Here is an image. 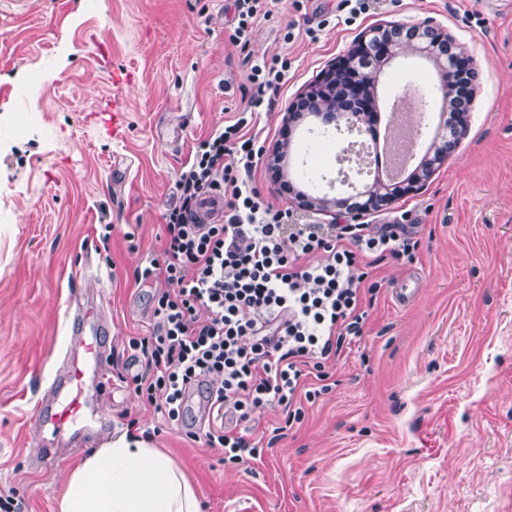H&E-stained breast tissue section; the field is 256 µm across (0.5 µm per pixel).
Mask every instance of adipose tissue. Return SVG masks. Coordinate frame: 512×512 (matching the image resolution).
<instances>
[{
    "label": "adipose tissue",
    "mask_w": 512,
    "mask_h": 512,
    "mask_svg": "<svg viewBox=\"0 0 512 512\" xmlns=\"http://www.w3.org/2000/svg\"><path fill=\"white\" fill-rule=\"evenodd\" d=\"M58 512H202L194 487L174 462L145 441L121 437L70 473Z\"/></svg>",
    "instance_id": "1"
}]
</instances>
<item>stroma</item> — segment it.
<instances>
[{"label": "stroma", "instance_id": "1", "mask_svg": "<svg viewBox=\"0 0 512 512\" xmlns=\"http://www.w3.org/2000/svg\"><path fill=\"white\" fill-rule=\"evenodd\" d=\"M246 49L233 0H0V487L19 512H57L73 466L124 435L150 431L193 484L203 512H512V0H380L348 18L338 0H272ZM380 20L434 21L475 60L481 91L455 157L382 212L420 240L389 261L368 334L336 361L337 384L249 466L226 464L133 388L87 390L84 427L111 434L72 449L69 432L31 429L68 338L65 312L96 303L112 322L111 357L152 321L151 295L128 275L162 248L179 169L198 141L244 106L252 66L290 67L258 121L266 149L296 156L251 184L290 206L320 171L300 165L314 141L288 127L292 102ZM432 84V63L399 57L377 76L376 108L402 101V79ZM123 112L119 133L102 114ZM114 225L106 233V225ZM414 289L397 304L392 291ZM55 448L54 465L42 451Z\"/></svg>", "mask_w": 512, "mask_h": 512}]
</instances>
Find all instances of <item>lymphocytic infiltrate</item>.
<instances>
[{
	"label": "lymphocytic infiltrate",
	"instance_id": "f902f5d3",
	"mask_svg": "<svg viewBox=\"0 0 512 512\" xmlns=\"http://www.w3.org/2000/svg\"><path fill=\"white\" fill-rule=\"evenodd\" d=\"M287 70L279 56L252 67L248 111L199 141L175 181L164 246L133 273L135 284L173 288L155 290L152 328L125 344L140 369L124 383L180 427L186 393L206 387L207 425L188 436L237 465L262 459L331 390L329 364L366 336L378 263L414 260L418 249L410 225L301 224L249 186L264 154L259 109ZM209 198L224 204L212 223L199 214ZM268 410L276 426L254 435L249 420Z\"/></svg>",
	"mask_w": 512,
	"mask_h": 512
}]
</instances>
